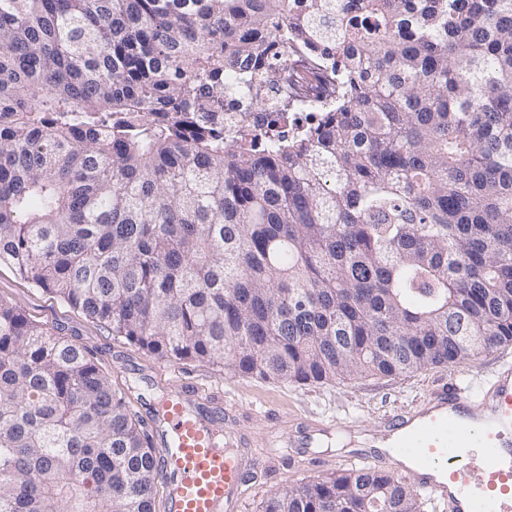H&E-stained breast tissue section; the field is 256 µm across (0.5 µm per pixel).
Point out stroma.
Here are the masks:
<instances>
[{
	"label": "stroma",
	"mask_w": 512,
	"mask_h": 512,
	"mask_svg": "<svg viewBox=\"0 0 512 512\" xmlns=\"http://www.w3.org/2000/svg\"><path fill=\"white\" fill-rule=\"evenodd\" d=\"M0 297L10 299L33 321L85 348L111 379L123 388L134 410L147 417L166 399L173 383L190 382L202 391H220L236 411L238 430L265 437L279 419L337 418L342 428L320 436L316 447L264 450L253 462L241 512H260L271 493L336 472L355 437L381 433L385 419L412 409L444 384L473 385L478 372L512 363V345L474 360L430 368L410 376H354L333 385H300L229 375L223 368L185 361L170 363L112 336L53 295L22 280L11 267L0 266Z\"/></svg>",
	"instance_id": "35a3bbf8"
}]
</instances>
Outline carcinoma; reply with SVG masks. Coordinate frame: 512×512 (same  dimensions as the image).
I'll list each match as a JSON object with an SVG mask.
<instances>
[{
  "instance_id": "carcinoma-1",
  "label": "carcinoma",
  "mask_w": 512,
  "mask_h": 512,
  "mask_svg": "<svg viewBox=\"0 0 512 512\" xmlns=\"http://www.w3.org/2000/svg\"><path fill=\"white\" fill-rule=\"evenodd\" d=\"M297 2L0 0V265L159 359L263 380L511 344L512 0ZM305 45L336 98L287 139L269 91ZM158 476L89 352L0 297V512H155ZM376 499L424 501L351 465L262 512Z\"/></svg>"
}]
</instances>
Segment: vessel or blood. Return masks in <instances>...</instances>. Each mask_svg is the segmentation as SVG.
Wrapping results in <instances>:
<instances>
[{"instance_id":"obj_1","label":"vessel or blood","mask_w":512,"mask_h":512,"mask_svg":"<svg viewBox=\"0 0 512 512\" xmlns=\"http://www.w3.org/2000/svg\"><path fill=\"white\" fill-rule=\"evenodd\" d=\"M221 395L176 384L149 421L162 451L168 512H237L247 482V455L258 442L237 431ZM286 430L282 447L309 448L321 431ZM380 439L411 466L395 478L430 494L448 512H512V365L478 381L430 394L418 408L390 417Z\"/></svg>"}]
</instances>
